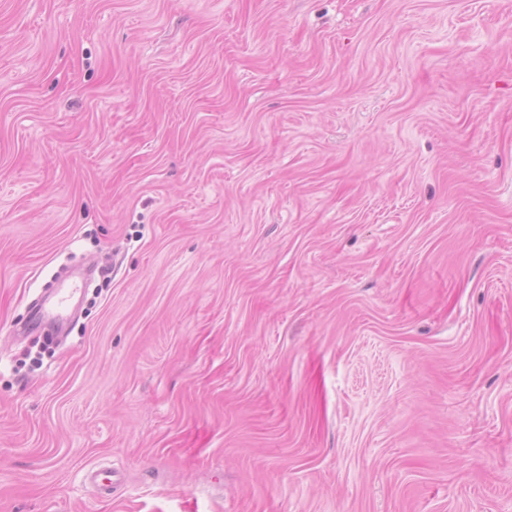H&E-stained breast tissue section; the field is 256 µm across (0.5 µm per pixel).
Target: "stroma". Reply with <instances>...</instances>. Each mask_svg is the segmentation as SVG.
Instances as JSON below:
<instances>
[{"instance_id":"35a3bbf8","label":"stroma","mask_w":512,"mask_h":512,"mask_svg":"<svg viewBox=\"0 0 512 512\" xmlns=\"http://www.w3.org/2000/svg\"><path fill=\"white\" fill-rule=\"evenodd\" d=\"M0 512H512V0H0ZM76 290V288H56L53 299L50 301L46 310L43 304H34L31 307V312L35 326L40 327L46 315L57 319L66 317ZM86 478L95 484L100 491V495H111L112 490L120 484L117 473L112 470L90 468L86 472Z\"/></svg>"}]
</instances>
